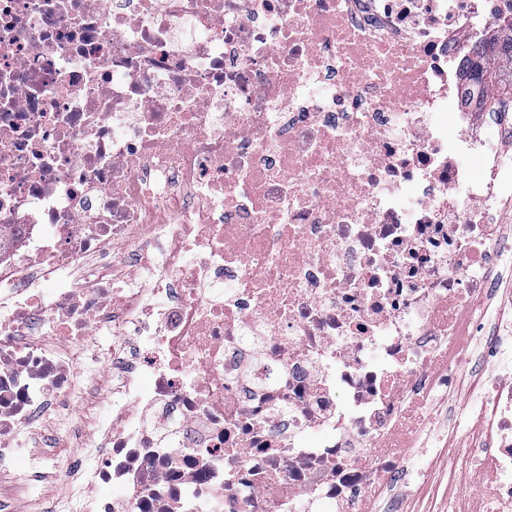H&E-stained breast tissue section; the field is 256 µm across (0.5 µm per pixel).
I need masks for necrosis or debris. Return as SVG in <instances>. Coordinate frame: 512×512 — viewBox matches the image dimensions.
<instances>
[{
    "mask_svg": "<svg viewBox=\"0 0 512 512\" xmlns=\"http://www.w3.org/2000/svg\"><path fill=\"white\" fill-rule=\"evenodd\" d=\"M510 22L0 0V472L25 435L92 460L42 512H512V107L483 135L466 69Z\"/></svg>",
    "mask_w": 512,
    "mask_h": 512,
    "instance_id": "obj_1",
    "label": "necrosis or debris"
}]
</instances>
